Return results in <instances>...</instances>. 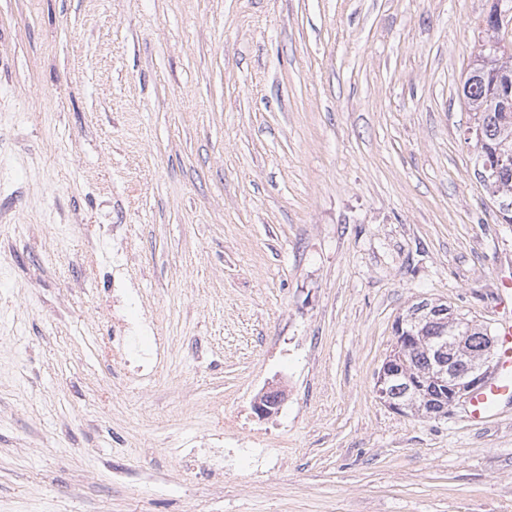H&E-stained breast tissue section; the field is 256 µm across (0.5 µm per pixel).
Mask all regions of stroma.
<instances>
[{
  "instance_id": "obj_1",
  "label": "stroma",
  "mask_w": 512,
  "mask_h": 512,
  "mask_svg": "<svg viewBox=\"0 0 512 512\" xmlns=\"http://www.w3.org/2000/svg\"><path fill=\"white\" fill-rule=\"evenodd\" d=\"M491 5L0 0V512H512V404L374 391L400 312L492 327L512 277L462 97ZM118 321L121 322L123 336H112V357L120 359L127 364L131 362L130 358H134L137 363L133 367L135 373L142 379H146L149 375L148 368L150 365V354L139 348V340L142 336H134L133 327L125 318V315H119Z\"/></svg>"
}]
</instances>
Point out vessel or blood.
I'll return each mask as SVG.
<instances>
[{"instance_id": "obj_1", "label": "vessel or blood", "mask_w": 512, "mask_h": 512, "mask_svg": "<svg viewBox=\"0 0 512 512\" xmlns=\"http://www.w3.org/2000/svg\"><path fill=\"white\" fill-rule=\"evenodd\" d=\"M512 403V317H502L497 335L495 366L484 382L465 401L469 420L489 423L501 406Z\"/></svg>"}]
</instances>
